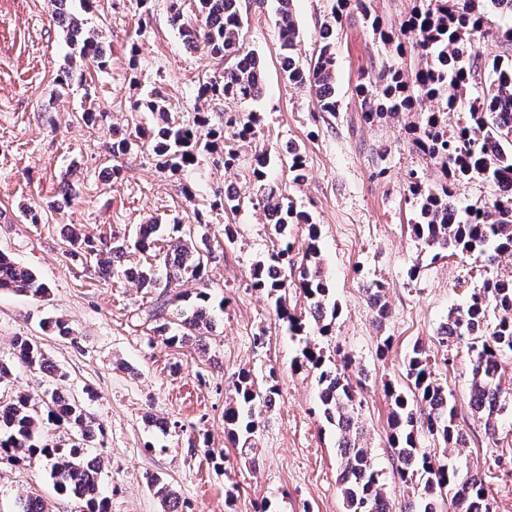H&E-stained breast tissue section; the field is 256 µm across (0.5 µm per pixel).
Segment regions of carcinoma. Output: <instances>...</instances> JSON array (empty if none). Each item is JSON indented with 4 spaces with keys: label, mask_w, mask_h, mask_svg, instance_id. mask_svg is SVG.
Returning a JSON list of instances; mask_svg holds the SVG:
<instances>
[{
    "label": "carcinoma",
    "mask_w": 512,
    "mask_h": 512,
    "mask_svg": "<svg viewBox=\"0 0 512 512\" xmlns=\"http://www.w3.org/2000/svg\"><path fill=\"white\" fill-rule=\"evenodd\" d=\"M501 14L512 15V0H418L415 11L405 20L403 34L411 36L413 48L426 59V66L406 77L399 63L383 66L374 77L356 87L360 109L368 121L396 117L426 100L441 101L445 109L467 113V118L449 136L443 129L440 113H425L422 125L412 128L416 148L429 156L442 173L443 181L433 186L411 185L415 220L411 231L415 239L433 257L477 254L492 265L503 256H512V124L505 112L512 108V62L499 55L466 53L470 36L482 31L487 22L483 2ZM52 22L66 29L67 38L77 57L87 59L100 69L108 60L102 35L87 26L81 15L68 8L70 0H53ZM198 17L186 18L185 0H168L171 24L185 38L188 46L204 43L210 53L224 59L221 77L206 76L198 82V97H220L242 105L259 99L265 89V68L261 57L246 48L243 37L242 0H195ZM293 0H276L284 81L303 86L315 98L319 112L339 109L336 99V28L350 12H359L370 22L373 32L385 41L392 35L378 31L370 20L366 0H334L330 16L318 33V50L306 66L296 60L298 27L292 11ZM481 85L477 96L467 95L471 83ZM154 112L162 124L150 130L151 150L162 168L176 169L195 164L197 156L213 150L215 142L204 131L203 123L182 124L168 117L162 100L136 101L140 109ZM259 117L244 111L229 120L234 136L245 141L256 136ZM271 157L262 151L254 156L252 174L258 185L250 203L265 218L272 219L280 236L290 224L309 225L310 243L306 262L299 267L297 281H289L294 269L289 246L280 245L265 262L252 272L253 286L264 289L275 300L276 313L291 332H302L312 319L321 336L331 334L339 315L336 302L323 280L320 267L319 235L307 213L293 209L286 197L265 184L266 167ZM288 169L294 183L304 181L305 163L300 149L288 150ZM481 178L493 183L498 195L490 202L473 205L461 212L451 199L448 187L461 179ZM159 224H141L133 247L147 252L155 247ZM205 238L185 231L182 224L172 225L166 250L156 264L127 267L122 263L128 246L112 244L92 250L99 274L104 278H125L155 296V302L137 312L138 319L151 325L154 335L167 346H177L190 339L203 341L204 330L212 327L211 294L202 287L210 249L201 247ZM272 266L281 269L277 280L268 277ZM196 284L189 288L187 284ZM303 293L306 314L288 309L285 293L289 286ZM184 290L171 293V288ZM0 288H9L31 298H43L45 284L29 269L0 253ZM367 299L380 318L386 316L383 287L368 286ZM498 309L500 318L492 323L489 307ZM441 340L453 343L470 338L472 351L469 403L474 414L484 419L485 434L494 437L501 429L505 404L502 357L512 353V276L488 278L469 301L451 311L440 331ZM299 359L315 373L319 412L336 435L339 450L337 481L341 486L345 512H393L385 491L382 473L372 460L371 449L357 442L353 432L356 406L348 365L336 364L311 340L305 341ZM20 366L55 376V388L45 410L30 405L29 398L18 396L0 400V457L21 462L33 456L43 458L58 490L78 501L77 512H110V499L101 490V457L85 453L97 440V432L83 405L67 392L66 374L59 371L38 343L19 336L14 343V365L0 363V382ZM407 389L386 386L391 402L388 418V443L396 458V472L401 482L412 486L414 495L404 502L400 512H438L440 501H450L451 512H492L482 477L461 466L458 458L447 456V449L421 447V437L429 435L444 445L463 448L466 435L458 422L454 395L432 377L429 354L421 344L413 345L405 365ZM276 385L255 387L249 374L241 375L232 405L224 410V421L234 443L251 444L258 428V418L276 401ZM65 427L72 432L71 442L55 443L44 435L45 425ZM148 484L163 503V512H178L179 501L161 477L152 475ZM17 512H49L39 496L19 499Z\"/></svg>",
    "instance_id": "cac0c4a2"
}]
</instances>
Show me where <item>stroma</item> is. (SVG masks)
<instances>
[{
	"mask_svg": "<svg viewBox=\"0 0 512 512\" xmlns=\"http://www.w3.org/2000/svg\"><path fill=\"white\" fill-rule=\"evenodd\" d=\"M90 3L85 16L103 34L108 64L100 70L77 61L81 78L63 89L55 79L71 49L65 31L50 22L52 0H0V250L48 288L40 299L0 290V361H11L15 337L26 336L66 373L67 388L103 431L98 452L111 512H162L147 482L153 474L172 486L181 512H255L264 501L273 512H344L336 439L322 431L315 412V375L294 365L303 339L287 331L273 297L250 278L256 262L284 239L295 263H302L308 226L289 225L282 239L251 204L232 214L211 207L228 184L240 196L250 195L255 152L291 145L305 159V181L293 183L284 162L272 165L267 178L318 224L321 269L340 311L331 335L314 331L310 337L327 354L354 361L351 380L360 403L355 423L391 501L402 506L411 491L394 477L385 387L404 384L405 358L418 342L440 361L451 358L450 366L436 367L435 378L453 392L467 434L460 458L483 476L496 512H512V426L486 437L483 420L468 405L469 340L446 347L438 342L449 312L484 278L512 275V257L490 265L472 255L435 260L421 250L409 227L410 180H440L406 131L421 115L367 122L354 91L394 60L414 74L420 58L397 55L395 43L381 40L359 13H350L336 31L339 110L320 112L306 91L283 79L270 0L261 6L243 0L245 45L263 59L267 79L263 96L250 106L260 118L257 134L242 142L225 124L239 104L196 93L198 76L222 72L223 60L206 47L185 45L165 0ZM331 3L294 0L300 63L315 54ZM157 93L171 118L187 123L207 117L222 134L218 148L176 172L160 169L146 145L113 155V131L131 134L156 124V117L131 106ZM87 109L95 111V122L82 120ZM228 147L239 155L229 168ZM67 184L74 192L64 206ZM200 211L212 252L205 281L224 307L203 346L168 347L136 318L139 305L150 299L146 290L123 278H102L84 256L142 224L194 223ZM228 224L237 229L231 244L224 241ZM374 282L382 284L389 307L381 320L364 293ZM48 317L67 320L73 341L42 330ZM258 333L265 336L259 347L253 341ZM387 338L390 350L378 355ZM243 372L258 381L273 378L279 390L259 418L250 456L233 445L224 423ZM192 439L223 453V466L190 454ZM30 493L47 501L50 512L76 510L55 490L40 458L0 460V512H16L19 497Z\"/></svg>",
	"mask_w": 512,
	"mask_h": 512,
	"instance_id": "obj_1",
	"label": "stroma"
}]
</instances>
